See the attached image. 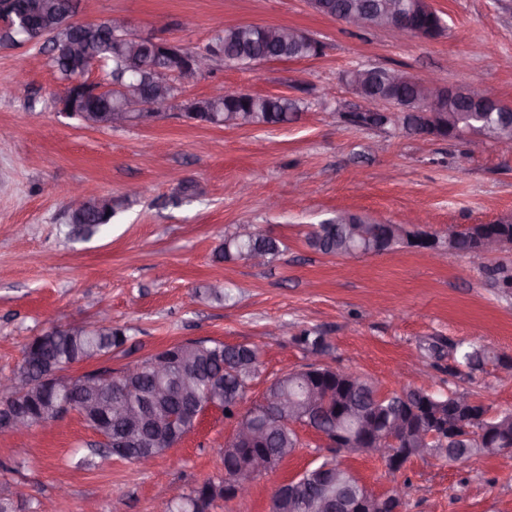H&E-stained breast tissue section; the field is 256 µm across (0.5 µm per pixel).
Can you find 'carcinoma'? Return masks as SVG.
Returning a JSON list of instances; mask_svg holds the SVG:
<instances>
[{
    "mask_svg": "<svg viewBox=\"0 0 512 512\" xmlns=\"http://www.w3.org/2000/svg\"><path fill=\"white\" fill-rule=\"evenodd\" d=\"M388 0H318L314 11L321 15L363 13L368 16L369 26L384 24L385 6ZM76 11L70 0H6L4 12L9 24L0 28V46L17 45L18 39L32 32L44 40L43 47L52 53L50 61L59 75L63 86L82 77L90 63L99 64L103 82L127 80L133 71L138 70L148 77L151 70L165 68L169 61L144 47L136 54H130L123 44L112 41L105 22L87 23L74 28L68 19ZM71 39L83 45L82 55L70 57L55 56L53 52L58 42ZM218 48L224 57L236 60V66L249 67L251 63L269 60H305L320 54L312 42L300 38L293 41H280L268 38V27L262 25H239L224 29L217 34L205 50ZM392 69L376 66L367 70V75L352 91L370 104L397 102L412 110L400 118L391 115L388 124L403 123L404 128L424 129L429 120L425 116L426 107L422 104L421 89L416 84L395 83L389 74ZM127 103L125 99H115L108 93L99 97L89 95L79 104L82 112H94L99 118ZM209 112L224 115L236 114L241 117L239 126H270L285 124L299 112L298 102L286 96L246 94L237 99L221 97L206 98L201 101ZM451 109L459 117L460 126L479 128L483 121L473 115L470 104L462 99L451 103ZM128 198L91 199L75 217L74 234L90 237L111 223L112 218L125 207ZM355 224L345 223L339 212L331 220L317 224L307 233L308 246L323 254L347 256L359 252L380 254L391 251L419 232L411 231L403 224H364L366 237L354 235ZM498 232L504 237L512 235V224H475L464 231L448 236V250L469 254L481 244L485 233ZM261 254L263 262H268L280 253V243L276 239L253 231L250 237L243 238L236 231L224 236L219 248V256L226 262H249L255 254ZM494 285L512 284V267L498 264L489 269ZM122 331L112 326L98 325L94 328L79 327L72 333L59 330L36 336L27 344L23 358L12 376L22 382H38L41 376L53 367L65 370L93 357L104 358L112 350L122 346ZM505 356L497 355L486 347L457 343L452 350V363L448 374L459 377L468 372L481 370L488 362L502 363ZM260 372L259 350L255 346H227L221 342H196L186 359H178L172 377L167 381L158 380L149 368L131 377L119 375L112 379L108 389L97 393L99 401L114 395L127 399L135 408L144 406V401L154 392L172 385L181 387L183 393L196 394L202 400L209 394L217 395L224 406V412L244 397L250 383ZM313 384L305 374H291L274 379L267 387L269 399L264 407L263 417L275 420L280 417L276 407L277 398L286 394L294 398L301 409H306L304 396ZM318 386L324 400L312 407L314 422L322 430L338 427L349 436L356 435L358 426L375 418L380 422V436L395 423L401 429L395 432V448L406 459L421 457L437 452L450 462H465L474 455L495 454L502 444L490 434L493 427H504L512 431V411H504L483 417V410L474 408L457 412L452 405L465 393L450 391L444 396H435L419 389H410L392 395H382L371 383L351 374L344 379L340 376L319 381ZM24 401L29 403L36 417L46 406L56 401L54 388L39 386L27 394ZM444 420L456 428L461 439L448 451H442L438 441L427 440L431 431H440L438 420ZM87 427L104 430L111 437L124 439L122 445L106 448L102 457L126 459L144 449L158 456L171 448V442L161 436L162 426L148 414L139 429L131 431L115 418H83ZM302 443L296 429L287 424L274 426L261 444L260 452L267 467L282 460L281 449L300 448ZM253 460L244 450L230 440L224 446V478L235 475L239 470L251 466ZM362 490L360 480L348 469L342 468L333 460H324L316 467L306 469L289 483L277 487L272 498L271 512H319L313 507L316 499L332 497L341 499L354 496ZM224 497L223 484L206 481L201 486L182 497L180 503L168 506L167 512H187L186 506L200 502L206 512L211 503Z\"/></svg>",
    "mask_w": 512,
    "mask_h": 512,
    "instance_id": "obj_1",
    "label": "carcinoma"
}]
</instances>
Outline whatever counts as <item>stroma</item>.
Wrapping results in <instances>:
<instances>
[{"label":"stroma","mask_w":512,"mask_h":512,"mask_svg":"<svg viewBox=\"0 0 512 512\" xmlns=\"http://www.w3.org/2000/svg\"><path fill=\"white\" fill-rule=\"evenodd\" d=\"M446 28L434 39L358 29L314 13L307 0H80L79 17L125 16L138 35L187 47L228 27L293 26L321 42V55L270 61L249 70L215 60L210 73L181 83L182 99L214 86L284 95L301 110L290 122L225 128L191 122L174 102L119 128L90 127L60 114L61 86L37 45L0 46V375L18 366L25 345L56 326L95 325L107 312L126 341L103 361L121 371L187 340L249 344L261 373L241 402L313 355L297 337L324 336V365L373 383L384 394L467 389L492 412L512 410V378L495 363L449 377L451 343L474 342L512 357V295L461 254L429 259L400 246L383 255L332 256L305 236L336 211L389 224L419 216L445 235L512 216V154L476 139L448 140L401 126L366 129L344 113L366 109L344 81L357 65L434 75L445 85L478 83L512 106V0H430ZM198 197L177 203L180 184ZM149 186L100 233L71 232L66 192L120 197ZM280 241L269 263H227L216 249L237 225ZM221 285L229 301L201 299ZM234 421L209 412L176 446L144 468L92 457L98 441L75 413L48 428L0 433V494L25 512H164L205 481L224 477V445ZM302 446L254 479L248 496L215 500L209 512H270L276 487L335 457L367 488L407 487L403 512H512V452L465 463L414 458L390 473L362 452L332 454L299 429Z\"/></svg>","instance_id":"obj_1"}]
</instances>
